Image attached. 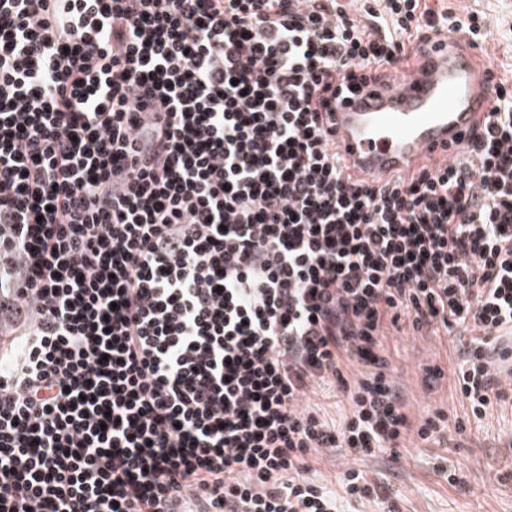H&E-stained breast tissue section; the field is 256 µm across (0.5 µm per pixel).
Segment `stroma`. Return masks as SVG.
Returning a JSON list of instances; mask_svg holds the SVG:
<instances>
[{
	"label": "stroma",
	"mask_w": 512,
	"mask_h": 512,
	"mask_svg": "<svg viewBox=\"0 0 512 512\" xmlns=\"http://www.w3.org/2000/svg\"><path fill=\"white\" fill-rule=\"evenodd\" d=\"M447 5L496 17L500 25L482 54L495 71L512 69V46L502 37L503 29L512 27V0H447ZM457 344L452 335L406 330L387 336L394 376L412 413L421 416L438 407L451 414L464 412L451 378ZM435 366L443 372L437 379L428 374ZM351 464L378 483L381 493L379 500L353 505L352 512H383L385 496L392 497L399 512H512V409H495L480 424L447 432L440 441L414 438ZM450 468L458 470V483H448L445 472Z\"/></svg>",
	"instance_id": "1"
}]
</instances>
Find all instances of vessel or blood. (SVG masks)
I'll return each instance as SVG.
<instances>
[{
  "mask_svg": "<svg viewBox=\"0 0 512 512\" xmlns=\"http://www.w3.org/2000/svg\"><path fill=\"white\" fill-rule=\"evenodd\" d=\"M488 66L464 35L431 38L416 61L336 106V149L352 178L407 176L464 151L496 101Z\"/></svg>",
  "mask_w": 512,
  "mask_h": 512,
  "instance_id": "obj_1",
  "label": "vessel or blood"
}]
</instances>
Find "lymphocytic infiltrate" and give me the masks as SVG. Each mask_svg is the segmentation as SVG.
I'll return each instance as SVG.
<instances>
[{
    "instance_id": "obj_1",
    "label": "lymphocytic infiltrate",
    "mask_w": 512,
    "mask_h": 512,
    "mask_svg": "<svg viewBox=\"0 0 512 512\" xmlns=\"http://www.w3.org/2000/svg\"><path fill=\"white\" fill-rule=\"evenodd\" d=\"M492 28L426 0H0V512H340L380 488L317 484L322 450L486 418L512 381V76L461 155L383 183L346 174L331 104ZM404 328L464 334L463 417L409 413Z\"/></svg>"
}]
</instances>
